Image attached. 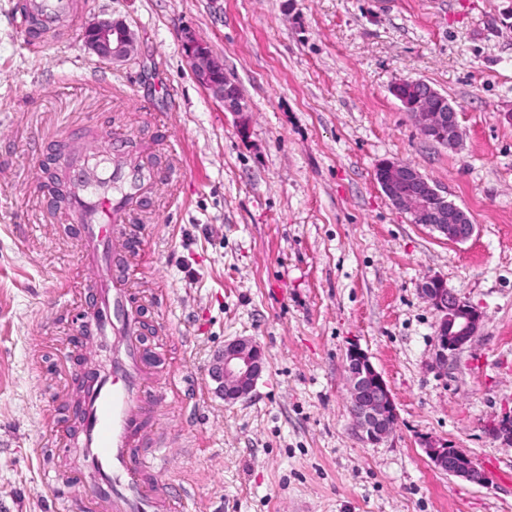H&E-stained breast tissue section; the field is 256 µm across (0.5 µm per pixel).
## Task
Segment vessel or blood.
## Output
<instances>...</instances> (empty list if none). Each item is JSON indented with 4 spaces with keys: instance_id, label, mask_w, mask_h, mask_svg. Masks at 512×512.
<instances>
[{
    "instance_id": "vessel-or-blood-1",
    "label": "vessel or blood",
    "mask_w": 512,
    "mask_h": 512,
    "mask_svg": "<svg viewBox=\"0 0 512 512\" xmlns=\"http://www.w3.org/2000/svg\"><path fill=\"white\" fill-rule=\"evenodd\" d=\"M39 29L37 42L59 41L77 31L84 0H27ZM57 164L71 195L63 213L77 225L82 258L95 276V297L88 301L83 334L112 347V368L85 387L78 440L90 479L79 480L78 501L105 500L112 512H173L186 493L170 496L146 476L162 461L161 438H147L152 418L149 389L163 385L152 372L142 342L144 321L130 286V269L118 262L125 249V224L136 206L157 191V171L128 155L126 139L110 136L107 149L64 152Z\"/></svg>"
}]
</instances>
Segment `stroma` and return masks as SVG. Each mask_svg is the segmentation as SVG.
Instances as JSON below:
<instances>
[{"label":"stroma","mask_w":512,"mask_h":512,"mask_svg":"<svg viewBox=\"0 0 512 512\" xmlns=\"http://www.w3.org/2000/svg\"><path fill=\"white\" fill-rule=\"evenodd\" d=\"M20 0H0V512H55L74 494L76 378L109 366L77 333L90 291L73 226L38 191L63 132L121 129L172 179L145 200L133 257L147 346L167 380L155 482L185 512H512V0H87L124 21L109 66L81 32L31 47ZM238 85L244 118L196 81L184 33ZM421 80L455 105L457 148L432 142L392 93ZM406 162L475 224L466 242L411 223L375 180ZM476 306L473 344L437 360L426 277ZM266 368L225 403L210 377L225 341ZM391 389L387 440L354 433L349 345ZM465 449L489 482L433 467L422 443ZM56 480L46 490V477Z\"/></svg>","instance_id":"1"}]
</instances>
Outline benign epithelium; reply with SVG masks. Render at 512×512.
I'll return each mask as SVG.
<instances>
[{"label": "benign epithelium", "instance_id": "1", "mask_svg": "<svg viewBox=\"0 0 512 512\" xmlns=\"http://www.w3.org/2000/svg\"><path fill=\"white\" fill-rule=\"evenodd\" d=\"M83 41L98 61L112 65L128 60L136 49L134 35L127 25L112 20H98L87 26ZM183 47L198 83L224 105V110L237 116L246 112L237 84L224 74V64L210 48L189 32L184 35ZM406 85L413 89L409 101L401 93ZM392 92L418 121L425 138L443 144L448 137L459 133L454 106L438 99V91L427 83L404 80L395 84ZM375 179L388 200L407 214L411 223L422 224L454 242H465L473 235L475 225L469 214L443 196L414 166L383 160L375 169ZM421 294L437 315V357L445 359L448 353L472 343L481 321L477 308L458 297L437 277L421 284ZM263 369L264 355L257 343L237 338L224 343V348L214 356L210 371L224 400L234 402L253 391ZM344 370L349 414L355 431L363 443L378 444L397 425L392 392L370 356L356 344L346 351ZM423 448L435 469L471 484L487 482L485 472L465 450L431 440Z\"/></svg>", "mask_w": 512, "mask_h": 512}]
</instances>
